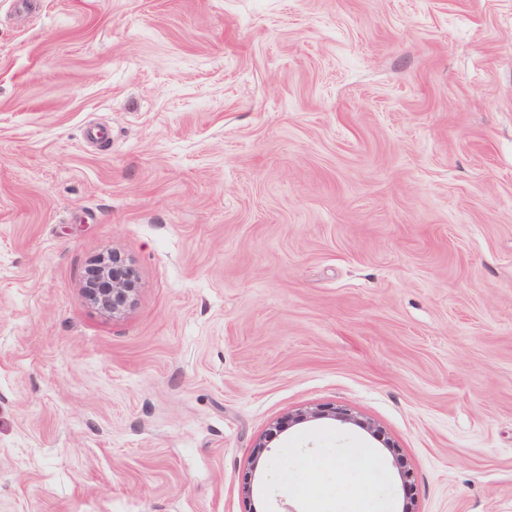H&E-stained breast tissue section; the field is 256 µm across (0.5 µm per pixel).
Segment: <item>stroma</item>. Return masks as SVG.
Segmentation results:
<instances>
[{"label":"stroma","mask_w":512,"mask_h":512,"mask_svg":"<svg viewBox=\"0 0 512 512\" xmlns=\"http://www.w3.org/2000/svg\"><path fill=\"white\" fill-rule=\"evenodd\" d=\"M309 477L512 512V0H0V512ZM135 273L132 268L122 264L117 255L112 262L96 264L86 278V293L91 302L101 309L116 313L129 302L134 291L132 281ZM321 418H331L345 424L357 426L372 433L376 432L374 430V426L370 422L359 418L357 415L353 414L351 410L337 405H326L320 408H315L314 410L300 412L294 416H289L288 422L302 423L306 420Z\"/></svg>","instance_id":"35a3bbf8"}]
</instances>
